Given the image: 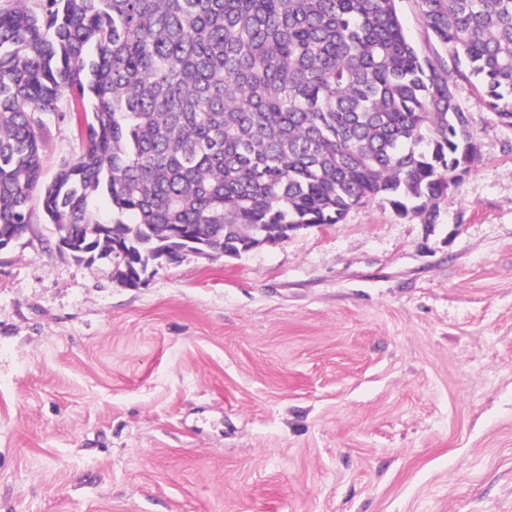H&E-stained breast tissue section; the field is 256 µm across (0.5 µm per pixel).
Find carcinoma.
<instances>
[{"mask_svg":"<svg viewBox=\"0 0 512 512\" xmlns=\"http://www.w3.org/2000/svg\"><path fill=\"white\" fill-rule=\"evenodd\" d=\"M0 10V237L45 223L117 254L274 244L387 199L433 219L468 173V119L398 0H37ZM480 100L512 122V0H415ZM69 97L86 144L42 180L45 117ZM106 198L112 222L92 200Z\"/></svg>","mask_w":512,"mask_h":512,"instance_id":"carcinoma-1","label":"carcinoma"}]
</instances>
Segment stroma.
Segmentation results:
<instances>
[{
	"label": "stroma",
	"mask_w": 512,
	"mask_h": 512,
	"mask_svg": "<svg viewBox=\"0 0 512 512\" xmlns=\"http://www.w3.org/2000/svg\"><path fill=\"white\" fill-rule=\"evenodd\" d=\"M478 152L434 204L377 197L141 284L0 251V512H512V126L449 66ZM51 180L83 148L62 98Z\"/></svg>",
	"instance_id": "obj_1"
}]
</instances>
